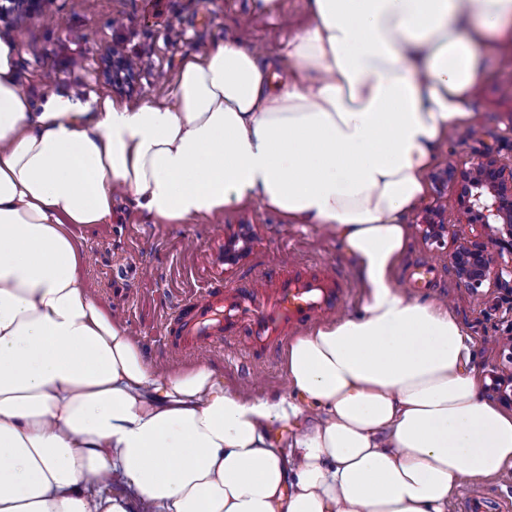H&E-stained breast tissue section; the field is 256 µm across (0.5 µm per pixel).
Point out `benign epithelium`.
Wrapping results in <instances>:
<instances>
[{
  "mask_svg": "<svg viewBox=\"0 0 512 512\" xmlns=\"http://www.w3.org/2000/svg\"><path fill=\"white\" fill-rule=\"evenodd\" d=\"M457 191L460 215L472 232L450 233V225L429 219L425 239L451 238L448 262L461 285L473 293L483 288L512 294V167L486 152L469 167H448L445 176Z\"/></svg>",
  "mask_w": 512,
  "mask_h": 512,
  "instance_id": "7a95c632",
  "label": "benign epithelium"
}]
</instances>
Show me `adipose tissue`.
<instances>
[{
  "label": "adipose tissue",
  "mask_w": 512,
  "mask_h": 512,
  "mask_svg": "<svg viewBox=\"0 0 512 512\" xmlns=\"http://www.w3.org/2000/svg\"><path fill=\"white\" fill-rule=\"evenodd\" d=\"M307 8L289 78L228 37L136 105L34 103L0 38V512H448L462 477L512 468V411L482 395L470 336L393 279L512 0ZM119 196L168 224L257 202L323 230L361 309L289 344L287 395L159 369L93 298L70 231ZM278 423L300 428L291 453ZM116 474L128 494L103 493Z\"/></svg>",
  "instance_id": "1"
}]
</instances>
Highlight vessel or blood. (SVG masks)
Returning a JSON list of instances; mask_svg holds the SVG:
<instances>
[{
    "mask_svg": "<svg viewBox=\"0 0 512 512\" xmlns=\"http://www.w3.org/2000/svg\"><path fill=\"white\" fill-rule=\"evenodd\" d=\"M442 268L434 261L413 264L402 286L408 292L440 287ZM343 275L321 263H282L276 275L258 274L225 287L222 274L208 279L165 318L171 350L187 353L224 342L245 341L242 367L278 357L288 340L305 326L338 313L347 301ZM458 512H512V498L493 488L462 496Z\"/></svg>",
    "mask_w": 512,
    "mask_h": 512,
    "instance_id": "obj_1",
    "label": "vessel or blood"
}]
</instances>
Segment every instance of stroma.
Listing matches in <instances>:
<instances>
[{
    "instance_id": "1",
    "label": "stroma",
    "mask_w": 512,
    "mask_h": 512,
    "mask_svg": "<svg viewBox=\"0 0 512 512\" xmlns=\"http://www.w3.org/2000/svg\"><path fill=\"white\" fill-rule=\"evenodd\" d=\"M274 14L257 15L251 0H40L35 14L0 19V37L18 43L19 71L25 90L38 102L55 93L84 104L110 97L131 104L166 99L182 59L205 45L232 37L274 62L283 43L309 23L306 0H277ZM119 43L135 63L132 90L112 84L104 70L112 44ZM497 151L512 165V39L496 45L480 77L471 120L455 128L436 162L424 200L410 213L411 240L395 275L422 260L448 263V248L421 233L429 211H437L454 232L468 233L459 221L453 190L435 182L449 165ZM84 253L83 274L96 301L114 320L130 328L150 360L179 368L209 363L230 385L244 384L259 396L287 392L284 361L259 366L249 377L238 367L239 348L225 344L173 355L164 347V320L181 299L201 288L212 272L213 257L226 239L246 231L249 240L236 265L225 267V281L261 273L291 257L299 262L336 265L348 280L351 301L342 313L356 314L365 287L341 244L316 229L286 223L281 215L250 203L186 224L148 219L128 199L116 201L103 224L72 227ZM420 300H447L472 339L473 361L484 394L499 400L490 385L512 375L499 344L512 324V308L496 291L471 293L447 273L442 287L420 293Z\"/></svg>"
}]
</instances>
